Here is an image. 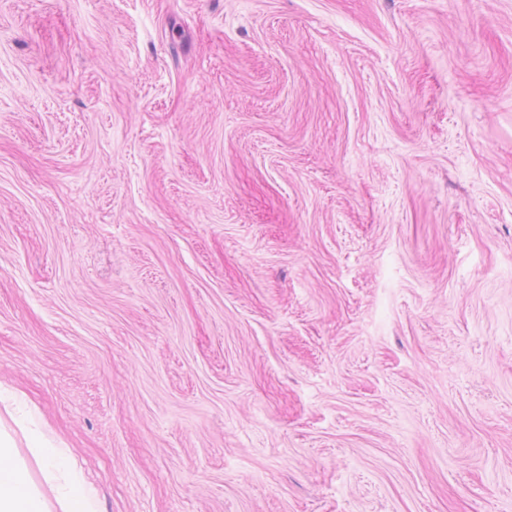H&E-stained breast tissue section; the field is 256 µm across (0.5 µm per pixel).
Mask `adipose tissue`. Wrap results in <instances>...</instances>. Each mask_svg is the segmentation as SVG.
<instances>
[{
	"instance_id": "ef3b65f1",
	"label": "adipose tissue",
	"mask_w": 512,
	"mask_h": 512,
	"mask_svg": "<svg viewBox=\"0 0 512 512\" xmlns=\"http://www.w3.org/2000/svg\"><path fill=\"white\" fill-rule=\"evenodd\" d=\"M28 457H21L8 433L0 431V512H99L94 486L85 481L67 449L30 432ZM35 460L39 478L27 462Z\"/></svg>"
}]
</instances>
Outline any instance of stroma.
I'll use <instances>...</instances> for the list:
<instances>
[{
    "label": "stroma",
    "mask_w": 512,
    "mask_h": 512,
    "mask_svg": "<svg viewBox=\"0 0 512 512\" xmlns=\"http://www.w3.org/2000/svg\"><path fill=\"white\" fill-rule=\"evenodd\" d=\"M0 385L101 512H512V0H0Z\"/></svg>",
    "instance_id": "1"
}]
</instances>
